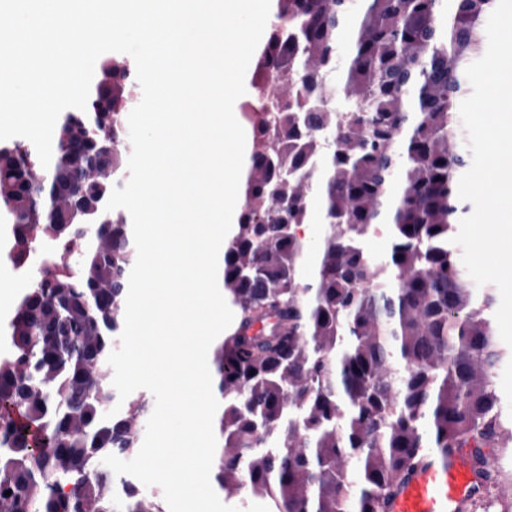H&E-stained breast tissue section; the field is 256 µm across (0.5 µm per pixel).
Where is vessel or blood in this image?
<instances>
[{
	"label": "vessel or blood",
	"instance_id": "1",
	"mask_svg": "<svg viewBox=\"0 0 512 512\" xmlns=\"http://www.w3.org/2000/svg\"><path fill=\"white\" fill-rule=\"evenodd\" d=\"M411 470L384 502L383 512H464L484 489L470 448L444 454L424 448Z\"/></svg>",
	"mask_w": 512,
	"mask_h": 512
}]
</instances>
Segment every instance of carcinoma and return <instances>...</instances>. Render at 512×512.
Instances as JSON below:
<instances>
[{"label": "carcinoma", "mask_w": 512, "mask_h": 512, "mask_svg": "<svg viewBox=\"0 0 512 512\" xmlns=\"http://www.w3.org/2000/svg\"><path fill=\"white\" fill-rule=\"evenodd\" d=\"M363 0L352 29L347 0H280L255 75L288 83V109L248 108L253 146L234 233L224 245V298L237 328L217 346L218 446L212 478L267 497L273 512H379L421 448L474 449L481 474L500 475L482 452L506 427L495 389L509 357L471 287L459 248L456 104L465 69L484 46L481 19L493 0ZM349 45L344 117L319 81ZM131 70L100 85L86 111L59 116L50 182L66 195L92 162L88 126L126 125ZM33 147L0 148V223L11 225L8 258L23 266L45 238L81 255L63 265L45 254L36 287L8 326L0 356V512H164L136 487L115 509L97 467L140 444L151 409L141 398L113 407L112 339L124 327L136 259L126 214L110 224H65L29 183ZM323 239L312 281L302 234L312 195ZM388 236L376 259L362 243ZM356 468L357 482L350 479ZM10 495H5L6 491Z\"/></svg>", "instance_id": "carcinoma-1"}]
</instances>
